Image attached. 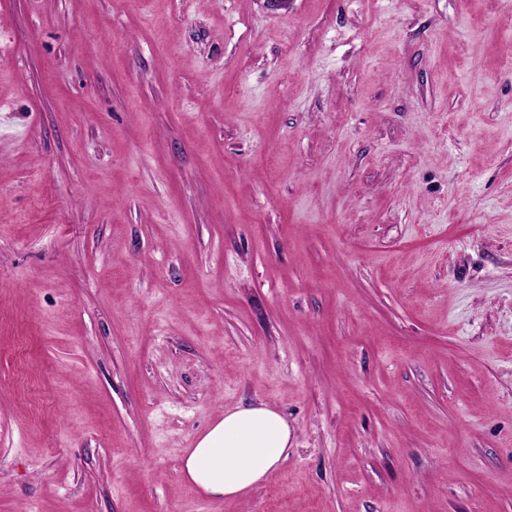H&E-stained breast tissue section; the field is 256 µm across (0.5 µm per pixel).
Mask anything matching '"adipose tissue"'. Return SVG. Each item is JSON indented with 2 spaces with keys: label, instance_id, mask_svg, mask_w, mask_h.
Returning <instances> with one entry per match:
<instances>
[{
  "label": "adipose tissue",
  "instance_id": "1",
  "mask_svg": "<svg viewBox=\"0 0 512 512\" xmlns=\"http://www.w3.org/2000/svg\"><path fill=\"white\" fill-rule=\"evenodd\" d=\"M291 437L287 419L265 403L230 409L197 438L183 471L205 495L236 499L275 471Z\"/></svg>",
  "mask_w": 512,
  "mask_h": 512
}]
</instances>
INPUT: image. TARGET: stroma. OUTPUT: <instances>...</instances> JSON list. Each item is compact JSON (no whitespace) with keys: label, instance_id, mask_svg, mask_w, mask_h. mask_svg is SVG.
<instances>
[{"label":"stroma","instance_id":"1","mask_svg":"<svg viewBox=\"0 0 512 512\" xmlns=\"http://www.w3.org/2000/svg\"><path fill=\"white\" fill-rule=\"evenodd\" d=\"M512 0H0V512H512ZM263 402L233 501L187 448ZM291 437L288 420L265 403L224 410L188 450L182 468L205 495L236 499L275 471Z\"/></svg>","mask_w":512,"mask_h":512}]
</instances>
